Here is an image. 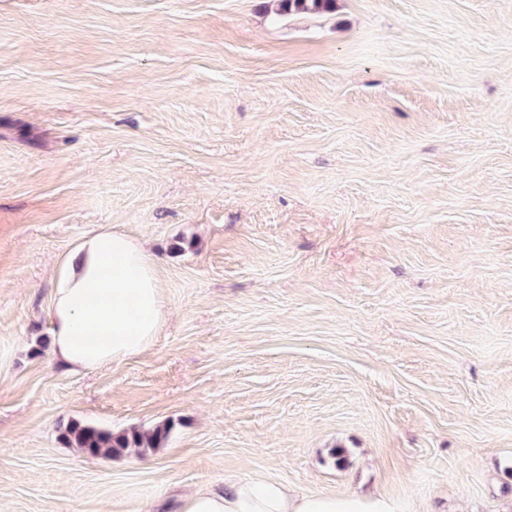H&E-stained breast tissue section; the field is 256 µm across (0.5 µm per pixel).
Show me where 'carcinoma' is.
Instances as JSON below:
<instances>
[{"mask_svg":"<svg viewBox=\"0 0 512 512\" xmlns=\"http://www.w3.org/2000/svg\"><path fill=\"white\" fill-rule=\"evenodd\" d=\"M278 12H329L336 0H275ZM172 426L169 423L152 429H129L120 432L71 421L61 429L60 440L68 448H76L92 457L111 458L129 450L139 455L154 453L164 447Z\"/></svg>","mask_w":512,"mask_h":512,"instance_id":"carcinoma-1","label":"carcinoma"}]
</instances>
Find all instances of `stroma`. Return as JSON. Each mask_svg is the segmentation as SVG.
<instances>
[{"label": "stroma", "mask_w": 512, "mask_h": 512, "mask_svg": "<svg viewBox=\"0 0 512 512\" xmlns=\"http://www.w3.org/2000/svg\"><path fill=\"white\" fill-rule=\"evenodd\" d=\"M104 226L168 318L73 374L34 348ZM71 420L173 430L92 458ZM258 474L512 512V0H0V506ZM281 12H329L335 8L336 0H275Z\"/></svg>", "instance_id": "stroma-1"}]
</instances>
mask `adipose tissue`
Listing matches in <instances>:
<instances>
[{
  "label": "adipose tissue",
  "mask_w": 512,
  "mask_h": 512,
  "mask_svg": "<svg viewBox=\"0 0 512 512\" xmlns=\"http://www.w3.org/2000/svg\"><path fill=\"white\" fill-rule=\"evenodd\" d=\"M167 316L154 256L145 243L103 227L58 265L51 301V349L73 372L124 362L149 349ZM178 512H399L383 496L299 494L266 477L202 485Z\"/></svg>",
  "instance_id": "ef3b65f1"
}]
</instances>
